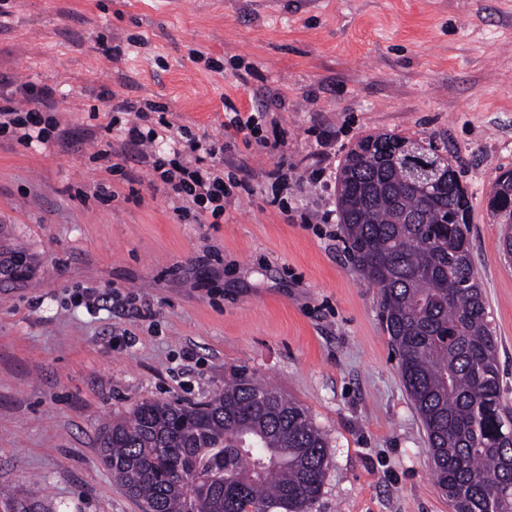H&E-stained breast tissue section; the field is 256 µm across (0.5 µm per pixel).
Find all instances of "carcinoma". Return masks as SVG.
<instances>
[{
    "mask_svg": "<svg viewBox=\"0 0 512 512\" xmlns=\"http://www.w3.org/2000/svg\"><path fill=\"white\" fill-rule=\"evenodd\" d=\"M397 135H368L346 155L337 211L357 271L381 292V315L425 428L436 483L455 512H512V417L501 403L497 343L470 259L469 198L411 178ZM488 209L509 225L512 170ZM458 284L448 287V281ZM265 395L262 401L257 394ZM112 477L147 512H307L328 468L327 443L306 411L239 376L205 404L145 401L105 429Z\"/></svg>",
    "mask_w": 512,
    "mask_h": 512,
    "instance_id": "carcinoma-1",
    "label": "carcinoma"
}]
</instances>
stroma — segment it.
I'll return each mask as SVG.
<instances>
[{"label": "stroma", "instance_id": "1", "mask_svg": "<svg viewBox=\"0 0 512 512\" xmlns=\"http://www.w3.org/2000/svg\"><path fill=\"white\" fill-rule=\"evenodd\" d=\"M0 7V97L22 106L21 85L52 89L64 133L40 148L0 138V512H142L101 460L104 426L143 401H208L240 374L323 433L329 466L310 512H453L380 290L339 222L320 218L366 135L448 158L471 200L472 261L512 410V261L487 209L512 169V0ZM125 99L165 103L168 120L245 162L221 223L181 221L136 149L122 176L96 160ZM228 101L264 113L266 146L227 138ZM279 165L288 216L270 203ZM86 288L106 301L75 306Z\"/></svg>", "mask_w": 512, "mask_h": 512}]
</instances>
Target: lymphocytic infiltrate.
Returning a JSON list of instances; mask_svg holds the SVG:
<instances>
[{
  "instance_id": "1",
  "label": "lymphocytic infiltrate",
  "mask_w": 512,
  "mask_h": 512,
  "mask_svg": "<svg viewBox=\"0 0 512 512\" xmlns=\"http://www.w3.org/2000/svg\"><path fill=\"white\" fill-rule=\"evenodd\" d=\"M21 93L28 102L27 107L0 104V137H11L27 146L48 143L58 132L51 90L25 85ZM165 129L171 134L170 149L166 152L156 149L151 132L143 131L132 120L120 128V140L123 145L139 150L142 163L175 202L180 220L192 224L220 221L225 203L235 195L238 181L225 177L218 152L206 137L196 136L170 122Z\"/></svg>"
}]
</instances>
